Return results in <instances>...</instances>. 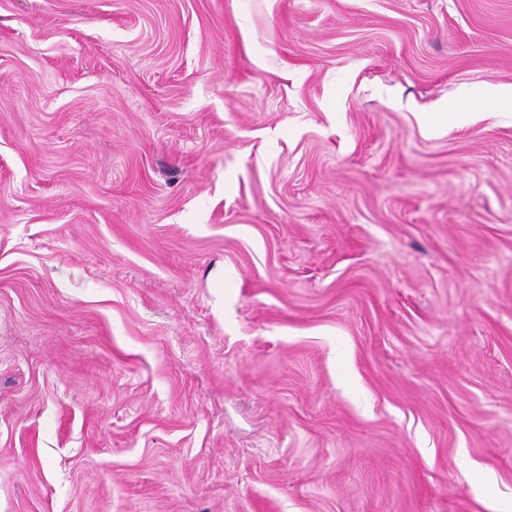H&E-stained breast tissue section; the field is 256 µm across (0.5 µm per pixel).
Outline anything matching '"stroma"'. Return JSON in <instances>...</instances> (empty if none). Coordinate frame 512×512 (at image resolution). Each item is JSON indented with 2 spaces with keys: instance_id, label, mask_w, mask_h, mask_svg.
<instances>
[{
  "instance_id": "1",
  "label": "stroma",
  "mask_w": 512,
  "mask_h": 512,
  "mask_svg": "<svg viewBox=\"0 0 512 512\" xmlns=\"http://www.w3.org/2000/svg\"><path fill=\"white\" fill-rule=\"evenodd\" d=\"M512 0H0V512H512Z\"/></svg>"
}]
</instances>
